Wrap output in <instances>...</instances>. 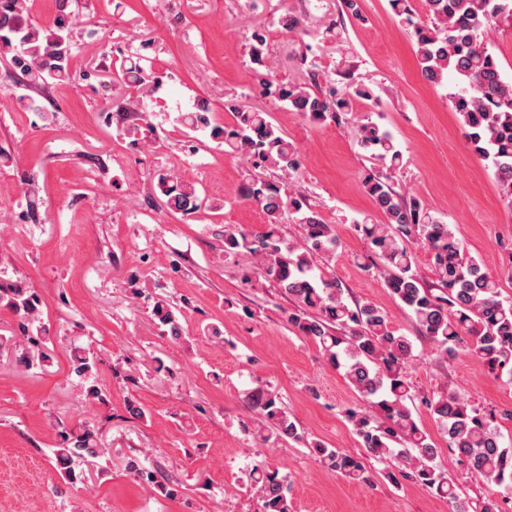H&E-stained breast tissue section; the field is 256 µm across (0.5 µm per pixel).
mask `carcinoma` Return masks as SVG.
<instances>
[{"label":"carcinoma","instance_id":"carcinoma-1","mask_svg":"<svg viewBox=\"0 0 512 512\" xmlns=\"http://www.w3.org/2000/svg\"><path fill=\"white\" fill-rule=\"evenodd\" d=\"M431 16L428 24H413L417 58L423 78L441 84L451 75L458 91L455 110L466 137L482 159L495 171L503 195L512 202V83L502 78L498 62L489 51L485 31L492 24L512 22V0H424ZM25 0H0V56L10 57L32 84H50L72 77L74 24L57 15L49 23L34 25L25 19ZM106 88L121 82L128 93L113 98L107 108L136 117L145 125L127 124L119 129L139 145V135L155 134L144 116V97L156 90V72L140 59H126L119 71L96 70ZM274 95L300 112L313 124L335 120L349 111L352 99H369V89L358 86L324 94L302 84L283 83L270 73L261 74ZM234 121L212 119L206 100L198 102V113L185 120L184 128L195 133L203 128L209 141L246 160L240 198L265 213L266 224L249 231L237 224H219L212 235L223 242L227 257L246 256L241 283L253 278L272 283L292 301L280 308L281 319L299 335L321 348L328 362L343 372L358 394L360 405L346 410L355 434L366 452L382 461L391 459L398 473L392 483L409 479L452 505L453 512H503L501 504L512 501V440L504 441L498 418L512 419V411L498 414L474 406L453 393H415L408 376L416 359L410 339L391 327L387 313L364 302L349 304L341 283L329 272L338 238L334 226L325 223L305 197L285 189L280 181L264 179L260 171L277 169L286 174L298 171L297 151L272 124L270 115L242 102L229 105ZM358 144L370 156L394 168L402 153L391 134L377 123L359 126ZM368 195L384 215L380 224H357L355 230L368 241L371 255L365 268L375 271L385 288L405 308L431 351L449 361L461 351L483 360L495 374L512 375V300L501 297L499 282L482 271L480 263L467 255L449 225L430 216L418 201L405 202L382 177L369 175L364 182ZM153 198L157 206L184 217L209 209L211 204L195 184L154 175ZM294 216L301 233L290 240L282 233L285 215ZM429 255L436 281L425 283L416 271L414 247ZM133 295L144 301L159 329L174 340L183 338L181 309L153 298L140 288L139 277H129ZM0 306L22 316L39 334L47 332L42 304L31 288H0ZM47 355L26 351L16 363L38 369ZM72 372L84 377L97 367V357L83 349L74 353ZM420 400L467 473L487 487V495L468 504L460 499L458 486L437 462L442 449L416 422L412 406ZM254 412V433L260 444L272 446L281 440L299 439L296 421L281 406L280 397L258 387L248 395ZM318 460L329 470L363 487L373 486L372 475L362 457L320 441L310 444ZM98 429L85 424L77 433L60 432L52 449L61 476L71 483L83 482V465L100 457ZM128 472L146 484L173 495L158 480V474L142 470L130 459ZM248 485L262 502V512H294V501L286 477L259 462L248 473Z\"/></svg>","mask_w":512,"mask_h":512}]
</instances>
